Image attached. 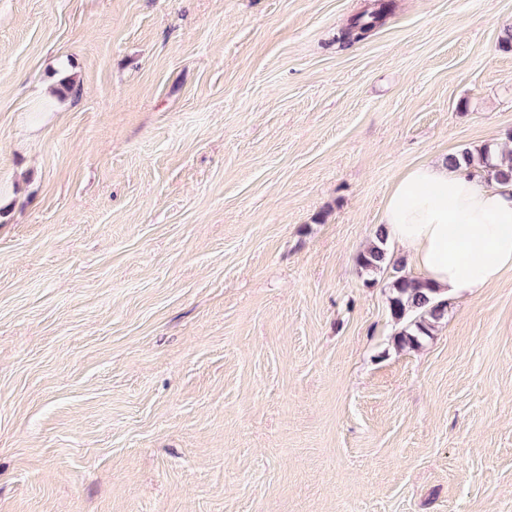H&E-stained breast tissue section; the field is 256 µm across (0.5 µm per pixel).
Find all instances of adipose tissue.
<instances>
[{
    "instance_id": "adipose-tissue-1",
    "label": "adipose tissue",
    "mask_w": 512,
    "mask_h": 512,
    "mask_svg": "<svg viewBox=\"0 0 512 512\" xmlns=\"http://www.w3.org/2000/svg\"><path fill=\"white\" fill-rule=\"evenodd\" d=\"M381 222L436 295H475L512 272V185L485 186L445 159L403 173Z\"/></svg>"
}]
</instances>
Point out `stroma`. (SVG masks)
Returning a JSON list of instances; mask_svg holds the SVG:
<instances>
[{
  "instance_id": "35a3bbf8",
  "label": "stroma",
  "mask_w": 512,
  "mask_h": 512,
  "mask_svg": "<svg viewBox=\"0 0 512 512\" xmlns=\"http://www.w3.org/2000/svg\"><path fill=\"white\" fill-rule=\"evenodd\" d=\"M0 0V512H512V273L399 345L357 254L512 146V0ZM379 5L371 10L366 9L354 15L347 26L341 29L337 40L342 43L354 44L370 38L375 30L383 25L387 13L393 10V0H380ZM391 2V3H390Z\"/></svg>"
}]
</instances>
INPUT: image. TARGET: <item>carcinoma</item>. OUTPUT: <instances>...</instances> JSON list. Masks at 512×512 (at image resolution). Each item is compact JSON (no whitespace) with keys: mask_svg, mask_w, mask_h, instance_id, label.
<instances>
[{"mask_svg":"<svg viewBox=\"0 0 512 512\" xmlns=\"http://www.w3.org/2000/svg\"><path fill=\"white\" fill-rule=\"evenodd\" d=\"M393 10L392 0H380L372 9L354 15L341 29L337 40L354 44L370 38L383 25L387 13ZM448 165L464 167L473 175L483 177L491 184L512 181V161L492 165L488 161V148L474 153L465 148L448 156ZM388 236L384 226H379L374 240L357 254L356 262L361 270L376 273L387 268L392 270L387 288L388 307L393 319L402 323L397 340L402 345L418 347L425 338L433 335L434 328L442 323L448 313V299L434 295L425 282L404 272V263L387 251Z\"/></svg>","mask_w":512,"mask_h":512,"instance_id":"1","label":"carcinoma"}]
</instances>
